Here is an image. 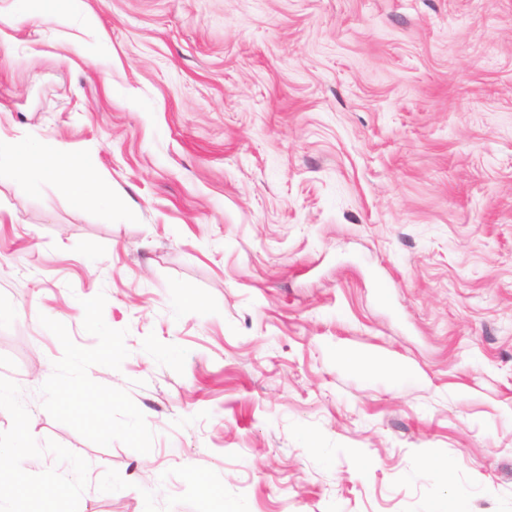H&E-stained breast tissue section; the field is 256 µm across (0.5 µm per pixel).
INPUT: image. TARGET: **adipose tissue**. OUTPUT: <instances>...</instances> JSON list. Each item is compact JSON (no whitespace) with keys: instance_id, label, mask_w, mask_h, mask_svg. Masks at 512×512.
I'll return each instance as SVG.
<instances>
[{"instance_id":"1","label":"adipose tissue","mask_w":512,"mask_h":512,"mask_svg":"<svg viewBox=\"0 0 512 512\" xmlns=\"http://www.w3.org/2000/svg\"><path fill=\"white\" fill-rule=\"evenodd\" d=\"M13 177L32 183L54 178L67 193L92 192L100 208L112 207L111 197L100 190L93 174L61 149L49 151L25 139L0 141V180Z\"/></svg>"}]
</instances>
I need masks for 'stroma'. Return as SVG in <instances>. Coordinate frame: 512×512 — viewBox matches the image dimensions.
Wrapping results in <instances>:
<instances>
[{
    "label": "stroma",
    "instance_id": "obj_1",
    "mask_svg": "<svg viewBox=\"0 0 512 512\" xmlns=\"http://www.w3.org/2000/svg\"><path fill=\"white\" fill-rule=\"evenodd\" d=\"M85 5L0 0V138L115 208L0 182L29 483L57 512H512V0ZM19 5L26 11H35L40 14L44 19H51L56 13V6L62 5L67 11L72 13L73 16L80 18L85 23L92 22V16L85 10L84 0H18ZM36 3L44 4L42 9L34 10L33 6ZM13 177L32 183L56 178L67 193L82 195L94 191L98 206L112 209V198L96 183L94 175L63 149L48 151L26 139H0V181ZM354 360L361 363L368 375H374L378 372H385L391 375L396 380H416L420 376L410 368H404L398 364L391 363L390 361H379L360 354H354Z\"/></svg>",
    "mask_w": 512,
    "mask_h": 512
}]
</instances>
